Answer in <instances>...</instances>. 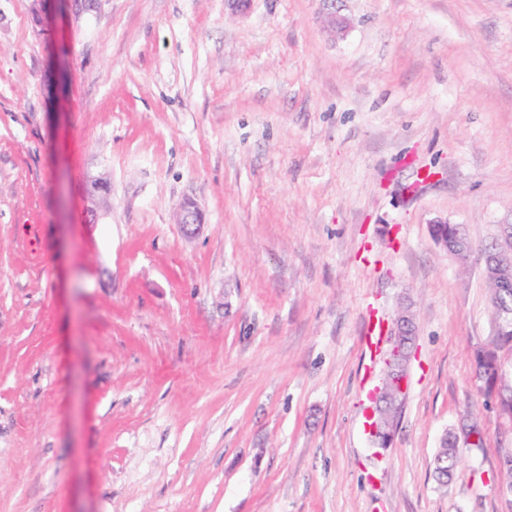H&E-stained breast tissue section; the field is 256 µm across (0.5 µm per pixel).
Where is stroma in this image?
Listing matches in <instances>:
<instances>
[{"mask_svg":"<svg viewBox=\"0 0 512 512\" xmlns=\"http://www.w3.org/2000/svg\"><path fill=\"white\" fill-rule=\"evenodd\" d=\"M510 221L512 0H0V512H512L474 372ZM446 222H437L432 225L431 233L438 244L447 250L449 253L461 258L469 253V245L466 240L460 235L445 236L442 229ZM414 318L410 311V307H401L393 325L390 329V341L393 354L395 357H405L410 352L412 342L406 340V336H410V340H414ZM402 383L403 380L401 381L400 387L392 392L387 399L381 396V394L377 396L376 407H374L370 416L372 422L369 424V432L372 435L381 436L386 446L393 441L396 426L384 406L388 404L386 400L395 404L397 403L399 406L402 405ZM458 451L450 448L449 443L443 444L435 458V473L439 480L448 479L450 472L454 469L458 461Z\"/></svg>","mask_w":512,"mask_h":512,"instance_id":"obj_1","label":"stroma"}]
</instances>
